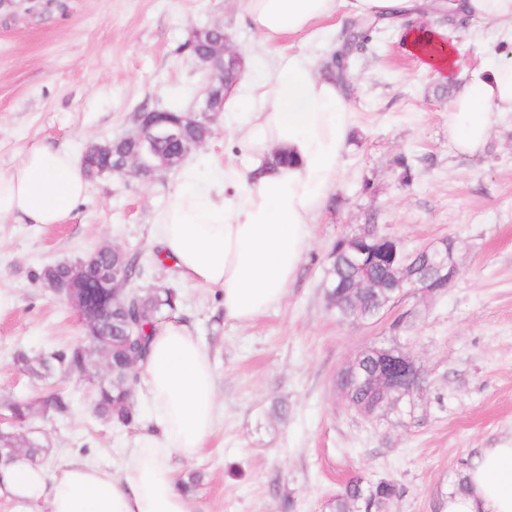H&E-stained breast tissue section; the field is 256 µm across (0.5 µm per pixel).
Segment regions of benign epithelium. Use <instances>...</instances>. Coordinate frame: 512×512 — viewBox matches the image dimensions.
<instances>
[{"instance_id":"1","label":"benign epithelium","mask_w":512,"mask_h":512,"mask_svg":"<svg viewBox=\"0 0 512 512\" xmlns=\"http://www.w3.org/2000/svg\"><path fill=\"white\" fill-rule=\"evenodd\" d=\"M208 36L211 37L210 53L198 58L206 82L195 100L194 107L189 111L190 115L206 126L211 125L224 111V99L235 87V84L224 81L226 62L239 67L244 65L241 54L232 46V38L223 33V27H213L208 31ZM183 138L184 130L180 125L166 119L161 111L153 110L149 115H136L134 128L114 137V140L135 139L142 150L149 153L157 141L180 143ZM377 245L381 249L373 253L366 251L361 245L352 247V264L361 273V280L355 284L357 288H386L399 294L413 291L435 295L446 290L457 276L455 244L451 240H443L438 245L421 249L429 266L426 274L413 271L412 256L397 246L395 237L388 235L378 240ZM101 278V287L109 288L117 295L128 288V281L120 275V269H114L110 264L101 270ZM49 288L76 311L85 335H95L100 311L88 309L85 263L78 262L70 266L67 276L60 282L49 284ZM418 378L419 371L414 361L402 351L387 353L383 365L376 373L378 385L394 393L412 386Z\"/></svg>"}]
</instances>
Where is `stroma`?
Instances as JSON below:
<instances>
[{
	"mask_svg": "<svg viewBox=\"0 0 512 512\" xmlns=\"http://www.w3.org/2000/svg\"><path fill=\"white\" fill-rule=\"evenodd\" d=\"M223 24L246 59V75L267 79L275 59L245 17L244 0H15L0 8V168L34 144L69 147L130 131L141 106L178 101L191 109L204 74L182 45L191 30ZM355 16L338 13L316 36L281 40L325 61ZM424 26L454 25L466 63L490 50L512 54V27L425 11ZM346 102L355 114L339 181L283 300L255 321L225 319L214 288L188 287L163 258L153 233L176 175L155 181L106 175L59 224L0 222V290L15 298L0 313V412L17 397L61 391L66 420H31L54 469L70 458L119 470L135 427L101 420L91 385L79 376L34 383L12 362L82 342L72 308L40 273L114 243L140 255L131 286L177 291L176 312L212 357L221 417L180 474L202 475L206 512H332L356 476L386 479L404 494L389 512H445L456 473L474 448L512 438V115L497 118L483 149L457 151L448 137L451 87L421 69L394 26L382 24L350 58ZM239 116L224 112L189 158L220 164L244 157ZM376 224L416 250L449 238L459 274L443 294H407L375 324L338 321L322 286L337 238ZM400 347L423 384L377 419L353 410L337 376L364 346Z\"/></svg>",
	"mask_w": 512,
	"mask_h": 512,
	"instance_id": "stroma-1",
	"label": "stroma"
}]
</instances>
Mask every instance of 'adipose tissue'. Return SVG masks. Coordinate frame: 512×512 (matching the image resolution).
<instances>
[{
	"label": "adipose tissue",
	"instance_id": "obj_1",
	"mask_svg": "<svg viewBox=\"0 0 512 512\" xmlns=\"http://www.w3.org/2000/svg\"><path fill=\"white\" fill-rule=\"evenodd\" d=\"M423 0H245L249 24L264 46L313 30L339 8L386 20L415 12ZM472 21L512 24V0H447ZM403 48L423 69L459 82L448 104V137L459 152H478L496 117L512 112V56L466 66L461 34L450 28H400ZM241 145L249 171L211 168L208 158L182 166L157 241L187 284L219 289L224 316L247 324L284 297L308 247L309 226L335 189L355 125L342 88L308 57L283 54L276 73L246 86ZM275 151L287 163L265 167ZM88 180L67 148L32 146L0 171V221L59 224L84 198ZM138 392L151 418L140 425L122 474L73 458L53 471L24 457L0 466V491L46 512H205L181 487L174 459H195L218 424L211 355L190 324L172 317L149 340L137 366ZM448 492L447 512H512V440L481 448Z\"/></svg>",
	"mask_w": 512,
	"mask_h": 512
}]
</instances>
